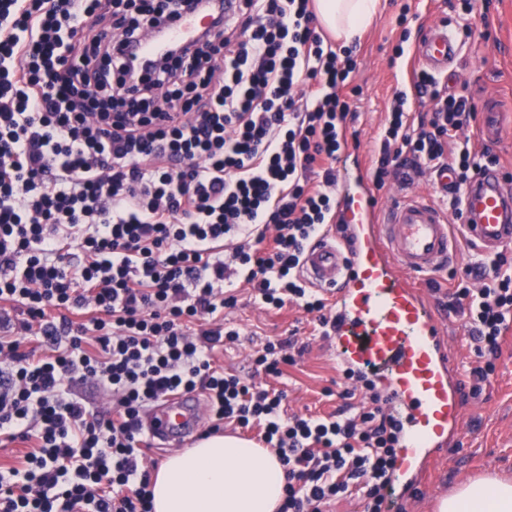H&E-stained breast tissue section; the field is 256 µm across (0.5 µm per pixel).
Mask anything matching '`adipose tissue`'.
<instances>
[{"instance_id":"1","label":"adipose tissue","mask_w":512,"mask_h":512,"mask_svg":"<svg viewBox=\"0 0 512 512\" xmlns=\"http://www.w3.org/2000/svg\"><path fill=\"white\" fill-rule=\"evenodd\" d=\"M379 0H315L320 23L351 41ZM154 512H277L285 470L277 455L236 436L215 434L169 456L153 473ZM436 512H512V481L472 479L437 498Z\"/></svg>"}]
</instances>
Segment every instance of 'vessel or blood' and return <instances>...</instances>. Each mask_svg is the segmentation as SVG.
<instances>
[{
    "instance_id": "b4317fda",
    "label": "vessel or blood",
    "mask_w": 512,
    "mask_h": 512,
    "mask_svg": "<svg viewBox=\"0 0 512 512\" xmlns=\"http://www.w3.org/2000/svg\"><path fill=\"white\" fill-rule=\"evenodd\" d=\"M200 25L192 13L172 25L167 41L190 40ZM462 43L447 24L428 29L410 51L411 65L433 74L454 71ZM496 105L483 106L478 136L498 142L503 125ZM436 189L460 192L466 237L483 254L512 247V189L500 169L478 172L458 189L453 168L433 174ZM336 217L347 226V239L335 232L320 236L306 250L301 275L332 297L328 343L340 369L371 380L389 400L401 428L394 465L384 494L393 512L447 448L463 439L469 401L463 372L447 341L443 321L417 278L457 265L459 253L447 214L417 192L382 199L367 172L342 167ZM198 402L176 394L153 405L146 416L150 439L158 445H183L197 435Z\"/></svg>"
}]
</instances>
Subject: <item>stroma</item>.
I'll list each match as a JSON object with an SVG mask.
<instances>
[{"mask_svg":"<svg viewBox=\"0 0 512 512\" xmlns=\"http://www.w3.org/2000/svg\"><path fill=\"white\" fill-rule=\"evenodd\" d=\"M415 14L411 33H419L444 21L462 24L461 15L449 9L446 0H382V9L357 40V69L352 83L359 93L352 99L358 118L349 130V147L360 161L370 164L378 134L385 122L396 89L401 65L390 58L400 29L396 18L403 2ZM473 34L449 88L474 99L492 95L503 109L502 120L512 123V0H493L488 19L473 17ZM237 304L226 310L228 325L240 332L234 349L220 355L219 365L242 375L251 372V356L265 339L289 338L304 345L305 354L283 366L282 374L269 378L270 388L284 391L285 414L328 415L341 404L331 390L336 386V360L328 343L314 330V319L296 304L280 310H264L247 288H239ZM499 475L512 478V341H505L495 372L482 394L472 399L464 421L462 446L447 449L428 479L419 484L406 512H433L435 498L451 491L463 480Z\"/></svg>","mask_w":512,"mask_h":512,"instance_id":"35a3bbf8","label":"stroma"}]
</instances>
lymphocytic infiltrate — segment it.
<instances>
[{
    "instance_id": "f902f5d3",
    "label": "lymphocytic infiltrate",
    "mask_w": 512,
    "mask_h": 512,
    "mask_svg": "<svg viewBox=\"0 0 512 512\" xmlns=\"http://www.w3.org/2000/svg\"><path fill=\"white\" fill-rule=\"evenodd\" d=\"M198 2L0 0V444L31 445L0 468V512H152L140 414L195 391L212 432L256 427L274 449L279 512L355 494L383 512L397 428L371 381L339 371L336 412L286 416L258 377L294 362L290 340L257 350L249 379L213 361L238 337L224 311L239 280L264 309L295 303L327 331L300 264L336 218L356 48L325 40L312 0H241L215 36L130 63L124 43ZM413 87L432 109L394 92L375 187L443 165L464 186L499 165L458 137L476 119L468 98L423 69ZM447 297L471 331L477 396L512 331V264L476 261ZM87 384L108 407L78 395Z\"/></svg>"
}]
</instances>
